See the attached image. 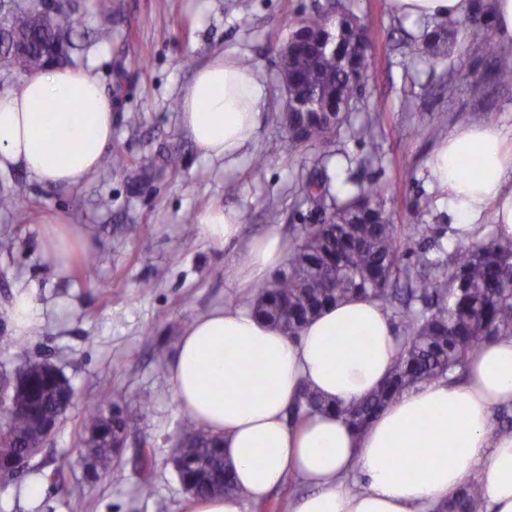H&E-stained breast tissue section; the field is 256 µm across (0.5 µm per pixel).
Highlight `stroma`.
Wrapping results in <instances>:
<instances>
[{"mask_svg": "<svg viewBox=\"0 0 512 512\" xmlns=\"http://www.w3.org/2000/svg\"><path fill=\"white\" fill-rule=\"evenodd\" d=\"M328 2L114 0L111 41H96L99 17L85 14L76 26L72 64L92 68L111 96L110 150L122 153L127 165L118 171L100 165L67 189L47 187L21 168L0 170V196L25 191L19 209L0 210V238L12 239L11 250L0 251V330L21 332L19 347L0 350V371L47 360L76 392L35 458L43 478L0 484V512H190L191 496L170 458L177 436L193 421L177 409L158 361L173 357L195 317L253 298L232 279L212 277L213 268H236L237 251L208 241L195 217L216 205L235 210L246 241L275 227L292 242L299 228L317 223L302 187L321 150H287L278 51L297 21ZM344 2L367 17L373 31V67L351 118L380 113L381 134L373 149L341 129L330 145L331 191L346 183L385 184L394 224L445 228L444 242L452 244L460 232L427 159L459 123L491 122L512 134V89L493 83L490 60L465 22L455 25L448 57L430 60L417 51L430 22L396 16L389 0ZM223 51L248 63L268 89L257 139L230 169L201 156L173 106L195 67ZM450 78L459 87L452 99L440 91ZM145 153L158 158L148 172L137 165ZM230 183L236 186L231 195ZM56 211L92 240L95 260L82 272L59 273L42 253V218ZM146 281L153 288L144 294ZM21 293L31 302L22 328L13 315ZM102 394L132 407L152 400L142 424L156 450L151 497L138 493L134 446L123 448L109 482L90 479L72 446L89 404ZM57 471L62 479L51 483L48 476Z\"/></svg>", "mask_w": 512, "mask_h": 512, "instance_id": "1", "label": "stroma"}]
</instances>
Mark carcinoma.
I'll list each match as a JSON object with an SVG mask.
<instances>
[{
    "label": "carcinoma",
    "mask_w": 512,
    "mask_h": 512,
    "mask_svg": "<svg viewBox=\"0 0 512 512\" xmlns=\"http://www.w3.org/2000/svg\"><path fill=\"white\" fill-rule=\"evenodd\" d=\"M86 10L82 0H69V13L54 19L35 0H0V32L17 14L24 15L27 51L21 56L4 48L0 37V69L32 76L56 64L71 61L72 31ZM330 16L317 12L294 29L299 47L280 56L279 71L293 77L288 97H315L328 106L327 112L298 109L288 113V150L301 145L323 147L348 123V112L361 98L362 80L368 76L373 57L367 47L371 29L368 21L342 8L336 34V51L320 49V37ZM56 44L62 54L51 60L45 47ZM419 52L432 59L448 56V35L433 30L423 35ZM497 85L512 88V52L487 43ZM361 143L377 144L379 116L368 115L360 123H349ZM305 200L324 202L329 195L327 175L310 179L303 187ZM388 190L379 183L358 185L336 200L320 224L303 226L288 268L255 287L253 308L283 333L295 337L305 322L329 305L360 296L378 302L392 313L400 332L401 349L390 375L369 396L349 406H330L305 387L297 405L289 411L292 421L333 409L355 430H365L377 414L406 390L443 379L463 376L466 362L482 343L512 336V241L495 236L479 243L459 241L452 250L440 242L445 231L430 230L424 237L439 255L431 258L416 247L414 237L422 234L417 225L403 230L393 224L388 210ZM48 363L20 367L0 377L7 397L0 411V464H13L19 473H40L32 465L34 448L43 447L40 422L63 413L61 396L71 389L67 379L46 372ZM144 399L130 408L114 398L101 397L87 411L73 438L84 449L86 467L96 478L112 480L118 445L139 439L137 468L139 492L153 495L152 474L155 448L141 435ZM497 433L512 435V399L499 408ZM174 456L176 474L194 496L215 493L251 499L224 466L221 439L201 425L181 434ZM439 512H485V500L473 481Z\"/></svg>",
    "instance_id": "1"
}]
</instances>
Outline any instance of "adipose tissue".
Listing matches in <instances>:
<instances>
[{
	"label": "adipose tissue",
	"instance_id": "ef3b65f1",
	"mask_svg": "<svg viewBox=\"0 0 512 512\" xmlns=\"http://www.w3.org/2000/svg\"><path fill=\"white\" fill-rule=\"evenodd\" d=\"M408 19L465 15L469 0H390ZM267 87L234 55L212 54L181 96V122L198 151L234 165L257 135ZM112 142V100L91 70L54 66L0 93V169L72 187L95 173ZM492 123L460 125L427 165L459 225L475 231L484 211L496 236L512 240V149ZM198 220L206 238L237 245L241 217L212 207ZM47 260L69 271L84 235L58 214L43 219ZM290 246L276 232L253 238L243 255L241 287L280 267ZM390 313L351 298L325 308L296 339L241 307H217L182 334L169 367L179 410L221 437L235 477L262 500L295 477L310 486L293 512H433L471 479L489 512H512V436L495 433L494 414L512 398V336L470 355L463 379H441L403 392L364 431L325 413L290 422L301 385L348 405L377 389L396 362ZM360 475L361 488L346 486Z\"/></svg>",
	"mask_w": 512,
	"mask_h": 512
}]
</instances>
